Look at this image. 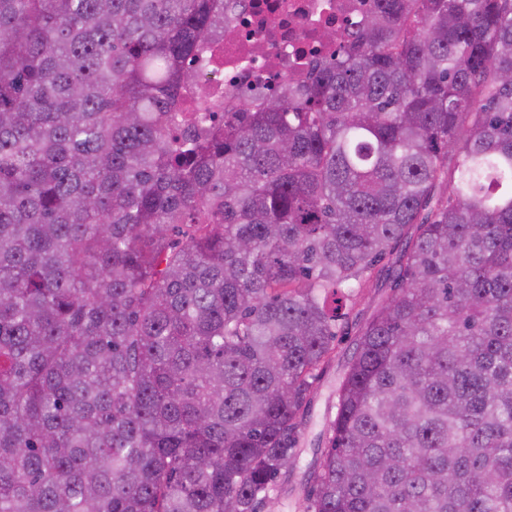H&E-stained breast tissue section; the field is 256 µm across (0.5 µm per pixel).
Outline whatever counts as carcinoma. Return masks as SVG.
<instances>
[{"instance_id": "carcinoma-1", "label": "carcinoma", "mask_w": 512, "mask_h": 512, "mask_svg": "<svg viewBox=\"0 0 512 512\" xmlns=\"http://www.w3.org/2000/svg\"><path fill=\"white\" fill-rule=\"evenodd\" d=\"M377 2L216 128L224 0H0V512H264L350 324L305 512H512V0Z\"/></svg>"}]
</instances>
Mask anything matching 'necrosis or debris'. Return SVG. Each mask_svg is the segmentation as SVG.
<instances>
[{"label":"necrosis or debris","mask_w":512,"mask_h":512,"mask_svg":"<svg viewBox=\"0 0 512 512\" xmlns=\"http://www.w3.org/2000/svg\"><path fill=\"white\" fill-rule=\"evenodd\" d=\"M228 29L194 64L220 106L241 111L256 91L304 77L355 35L375 0H224ZM336 32L335 41L322 36Z\"/></svg>","instance_id":"4bbe7bcc"}]
</instances>
